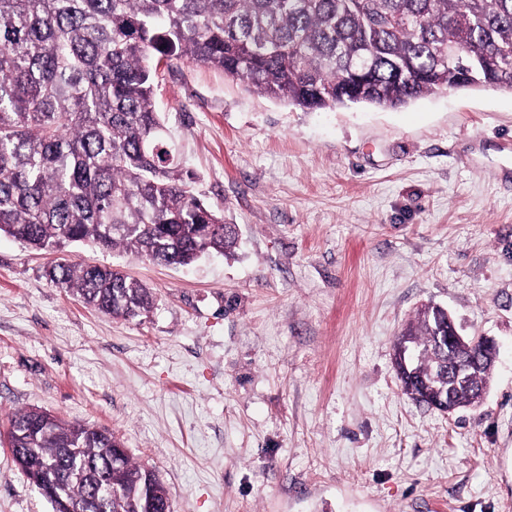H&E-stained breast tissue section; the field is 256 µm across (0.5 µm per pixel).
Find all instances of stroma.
I'll return each mask as SVG.
<instances>
[{"label": "stroma", "instance_id": "1", "mask_svg": "<svg viewBox=\"0 0 512 512\" xmlns=\"http://www.w3.org/2000/svg\"><path fill=\"white\" fill-rule=\"evenodd\" d=\"M156 106L240 247L65 248L153 288L128 321L1 236L0 432L29 408L108 430L173 512H512V92L306 112L186 64ZM425 303L496 343L478 407L403 394L392 347ZM0 512H53L3 443Z\"/></svg>", "mask_w": 512, "mask_h": 512}]
</instances>
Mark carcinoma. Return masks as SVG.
Here are the masks:
<instances>
[{
  "mask_svg": "<svg viewBox=\"0 0 512 512\" xmlns=\"http://www.w3.org/2000/svg\"><path fill=\"white\" fill-rule=\"evenodd\" d=\"M214 68L307 111L397 107L449 89L512 91V0H0V236L55 252L81 243L188 266L238 242L196 190L156 108L166 71ZM50 280L135 319L154 293L119 269L57 262ZM420 310L398 336L399 375L428 405L471 400L491 351L437 345ZM469 369L471 384L456 379ZM18 468L53 512H172L167 488L112 433L40 410L9 419Z\"/></svg>",
  "mask_w": 512,
  "mask_h": 512,
  "instance_id": "1",
  "label": "carcinoma"
}]
</instances>
